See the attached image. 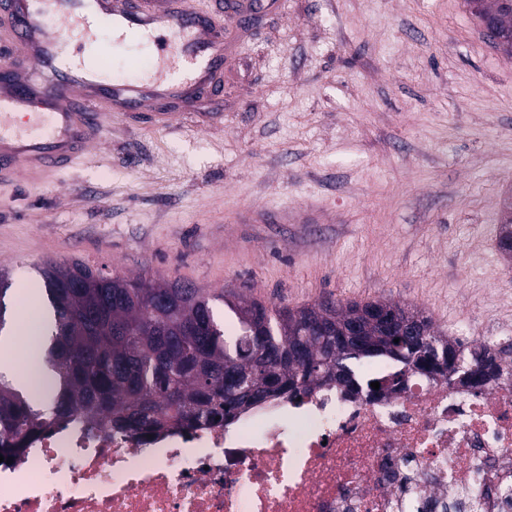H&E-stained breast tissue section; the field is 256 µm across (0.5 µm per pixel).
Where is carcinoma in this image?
<instances>
[{
	"mask_svg": "<svg viewBox=\"0 0 512 512\" xmlns=\"http://www.w3.org/2000/svg\"><path fill=\"white\" fill-rule=\"evenodd\" d=\"M495 46L512 55V13L498 19ZM499 248L512 259V216ZM39 289L46 317L42 361L51 373L45 406L25 397L15 373L0 379V455H20L41 434L82 417L96 428L139 436L168 426H226L273 397L309 396L336 383L357 388L364 364L388 359L402 370L379 379L381 391L405 387L408 370L461 375L480 387L512 358V342L491 355L438 334L423 312L381 300L324 301L290 309L213 295L179 280L109 276L78 260L48 261ZM12 281L0 271V328ZM222 301L237 317L230 331L214 313ZM356 324L364 345L345 350L340 334Z\"/></svg>",
	"mask_w": 512,
	"mask_h": 512,
	"instance_id": "obj_1",
	"label": "carcinoma"
}]
</instances>
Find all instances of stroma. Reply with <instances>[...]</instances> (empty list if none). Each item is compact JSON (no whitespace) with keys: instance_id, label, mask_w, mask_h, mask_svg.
<instances>
[{"instance_id":"stroma-1","label":"stroma","mask_w":512,"mask_h":512,"mask_svg":"<svg viewBox=\"0 0 512 512\" xmlns=\"http://www.w3.org/2000/svg\"><path fill=\"white\" fill-rule=\"evenodd\" d=\"M250 2H213L221 99L108 117L77 167L0 184V269L18 289L73 258L291 309L382 299L512 339V56L465 0Z\"/></svg>"}]
</instances>
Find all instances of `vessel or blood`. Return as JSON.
<instances>
[{
    "mask_svg": "<svg viewBox=\"0 0 512 512\" xmlns=\"http://www.w3.org/2000/svg\"><path fill=\"white\" fill-rule=\"evenodd\" d=\"M119 27L121 41L153 35V74L136 84L103 83L93 62L64 63L60 31L79 43L98 27ZM0 182L20 173L46 175L83 161L102 139L104 115L142 112L166 99L213 92L224 67V26L206 0H168L160 10L143 0H0ZM29 113L19 130L17 113Z\"/></svg>",
    "mask_w": 512,
    "mask_h": 512,
    "instance_id": "b4317fda",
    "label": "vessel or blood"
}]
</instances>
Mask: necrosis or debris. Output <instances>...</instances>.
Segmentation results:
<instances>
[{"label": "necrosis or debris", "mask_w": 512, "mask_h": 512, "mask_svg": "<svg viewBox=\"0 0 512 512\" xmlns=\"http://www.w3.org/2000/svg\"><path fill=\"white\" fill-rule=\"evenodd\" d=\"M266 400L229 427L149 437L75 419L0 463V512H512V371L472 389L409 372Z\"/></svg>", "instance_id": "necrosis-or-debris-1"}]
</instances>
